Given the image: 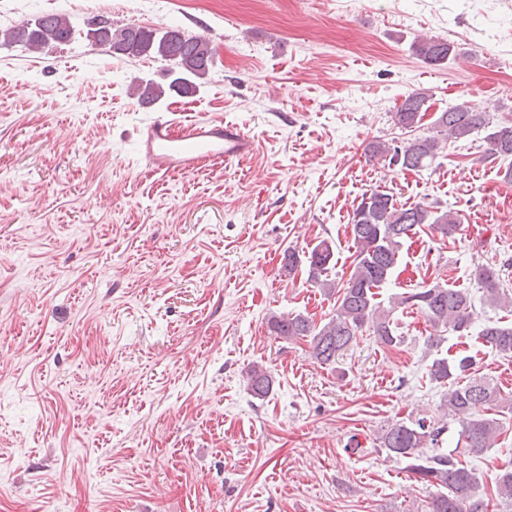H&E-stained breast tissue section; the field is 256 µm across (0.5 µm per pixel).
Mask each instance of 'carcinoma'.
<instances>
[{
	"label": "carcinoma",
	"instance_id": "carcinoma-1",
	"mask_svg": "<svg viewBox=\"0 0 512 512\" xmlns=\"http://www.w3.org/2000/svg\"><path fill=\"white\" fill-rule=\"evenodd\" d=\"M122 28L123 39L110 45L112 54L130 60L147 56L159 58L169 64V74L173 76L166 88L152 79L139 81L133 93L145 104L162 100L168 89L192 92L197 81L204 79L213 65L214 47L204 36L173 27L156 32L128 23ZM75 34L71 19L60 13H46L22 25L0 28V38L34 52L69 43ZM413 49L423 61L434 65L455 57L452 43L439 38H419ZM427 102L424 92L412 91L405 95L393 112L394 126L412 130L427 112ZM434 126V136L403 140L401 154L393 151L391 144L379 141L369 146V156L382 158L401 170L420 171L431 165L442 144L467 139L483 129L486 131V158H512V124H491L488 112L468 101L439 113ZM351 226L352 269L343 282L329 278L334 251L325 239L305 258L294 249L283 257L284 268L290 273L299 265L307 264V280L336 299V313L322 325L302 314H273L267 321L272 335L286 340L310 338L311 356L320 364L330 366L365 327L384 346L401 344L391 320L397 308L417 310L435 332L450 329L462 334L470 330L471 298L465 289L435 283L391 297L386 306L378 301V289L390 280L399 265L403 241L425 230L450 237L460 228L456 215L425 203L399 205L392 194L376 189L362 195L352 211ZM477 279L487 302L502 308L512 306V298L501 288L499 274L483 268ZM479 336L483 343L498 352L512 353V325L491 324L484 327ZM471 366L468 356L437 357L428 375L430 380L448 385L444 416L451 417L460 426L456 446L478 457L495 447L501 425L499 419L477 416L473 410L481 404L510 410L512 406L501 396L493 380L469 376ZM247 383L250 392L260 399L271 392L273 378L267 369L257 365L248 371ZM447 431L448 422L442 419L423 416L401 420L383 429L380 444L388 456L405 461L416 481L437 489L423 512H490L491 500L481 490L474 470L462 464L457 450H440ZM494 485L495 496L506 505V512H512V470L498 472Z\"/></svg>",
	"mask_w": 512,
	"mask_h": 512
}]
</instances>
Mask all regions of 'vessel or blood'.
Listing matches in <instances>:
<instances>
[{"label":"vessel or blood","instance_id":"vessel-or-blood-1","mask_svg":"<svg viewBox=\"0 0 512 512\" xmlns=\"http://www.w3.org/2000/svg\"><path fill=\"white\" fill-rule=\"evenodd\" d=\"M253 150V137L240 126L213 118L178 124L161 114L137 140L139 162L154 173L197 171L205 162L227 164L247 158Z\"/></svg>","mask_w":512,"mask_h":512}]
</instances>
